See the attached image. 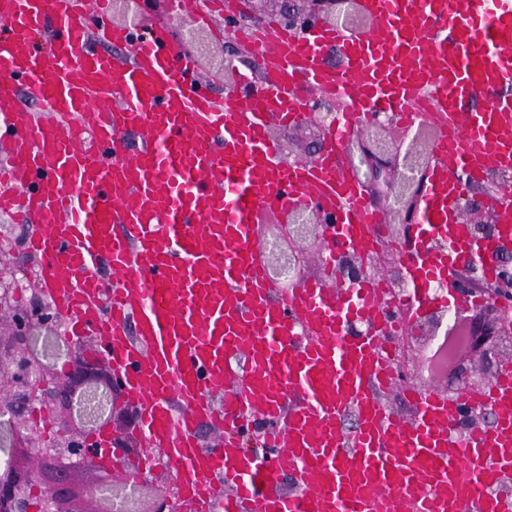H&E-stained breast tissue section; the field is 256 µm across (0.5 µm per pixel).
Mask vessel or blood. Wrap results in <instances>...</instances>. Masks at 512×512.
Returning <instances> with one entry per match:
<instances>
[{
    "mask_svg": "<svg viewBox=\"0 0 512 512\" xmlns=\"http://www.w3.org/2000/svg\"><path fill=\"white\" fill-rule=\"evenodd\" d=\"M355 5L365 29H237L267 67L220 97L168 24H113L106 0H0V214L35 225L56 310L100 336L140 404L152 451L131 477L162 460L191 512H512L497 490L511 362L481 391L405 389L403 419L380 399L395 379L381 281L347 287L330 265L283 292L268 277L266 212L307 204L332 219L327 251L377 249L385 219L343 148L372 113L409 124L418 104L435 134L420 228L400 244L412 320L449 302L431 281L473 261L496 274L512 247L511 189L486 202L496 240L474 247L457 218L475 184L512 172V0ZM174 10L214 25L192 0ZM313 96L343 108L316 156L284 160L270 125L303 124ZM478 97L488 107L465 108ZM475 401L492 423L457 433ZM205 426L223 439L201 447Z\"/></svg>",
    "mask_w": 512,
    "mask_h": 512,
    "instance_id": "vessel-or-blood-1",
    "label": "vessel or blood"
}]
</instances>
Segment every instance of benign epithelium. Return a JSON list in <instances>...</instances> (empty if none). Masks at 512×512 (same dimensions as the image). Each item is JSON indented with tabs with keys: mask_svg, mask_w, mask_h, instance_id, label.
I'll list each match as a JSON object with an SVG mask.
<instances>
[{
	"mask_svg": "<svg viewBox=\"0 0 512 512\" xmlns=\"http://www.w3.org/2000/svg\"><path fill=\"white\" fill-rule=\"evenodd\" d=\"M278 11L288 27L306 30L310 24L329 18L335 8L334 0H306V6L298 10L296 0H256ZM333 108L325 107L316 100L308 105V124L317 135H326L330 129L329 117ZM374 127L371 137L362 142L364 153L371 161L368 189L376 202L388 199L400 176L401 161L413 147L409 131L394 127L392 115L378 112L370 122ZM418 191L407 195L401 207L399 226L404 232L417 223L415 200ZM288 232V242L270 253L274 269L292 263L302 264L300 242L313 237L322 239L321 217L307 207L291 211L277 219ZM474 242L482 243L495 236L496 225L465 220ZM393 255L380 250L365 259L353 252L344 253L339 264L343 275L356 282L381 270L391 263ZM512 256L500 257L502 275L497 280L487 279L477 263H471L453 273V290L458 293L461 305L456 307L457 316L467 320L475 316L483 319L488 337L475 350L482 365H461L448 377L447 393L453 396L463 389L479 391L493 375L490 368L500 362L503 350H512V338L501 334L499 325L506 316L507 306L512 305ZM482 289L487 301L472 307L466 301ZM12 313V325L8 332H0V423L7 426L11 441V465L0 469V512H28L29 484L37 480L47 491L45 512H100L96 496L97 485L107 483L113 494L121 497L128 484L112 477L113 461L103 462L112 455V449L129 451L138 447L137 438L129 432H112L115 417V397L120 389L112 369L103 363L90 361L82 353L83 343H72L66 360L67 373L63 382L48 384V374L53 364L33 356L30 337L44 329L49 336H60L58 315L48 305L41 309H20L11 301L10 284L0 280V313ZM38 402L50 407L58 403L64 411L62 440L47 443L43 440L37 421L28 416L29 407ZM487 409L464 407L459 423L465 429L480 425ZM78 468L94 470L99 478L96 483L79 486L74 481Z\"/></svg>",
	"mask_w": 512,
	"mask_h": 512,
	"instance_id": "7a95c632",
	"label": "benign epithelium"
}]
</instances>
